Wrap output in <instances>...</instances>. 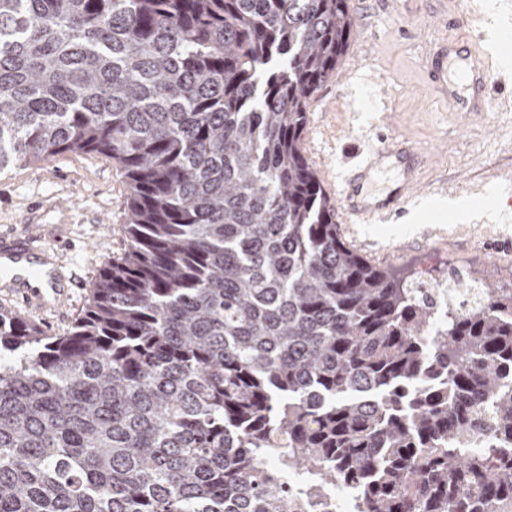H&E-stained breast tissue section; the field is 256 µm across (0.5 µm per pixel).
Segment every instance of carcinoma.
<instances>
[{
	"instance_id": "cac0c4a2",
	"label": "carcinoma",
	"mask_w": 512,
	"mask_h": 512,
	"mask_svg": "<svg viewBox=\"0 0 512 512\" xmlns=\"http://www.w3.org/2000/svg\"><path fill=\"white\" fill-rule=\"evenodd\" d=\"M354 26L349 0H0V171L95 153L128 188L69 331L0 310V512H285L290 471L361 512H512V289L469 272L436 321L303 153ZM324 497L330 503V512H357L356 505L360 500L359 489L347 486L341 494L336 493V486H328L324 490Z\"/></svg>"
}]
</instances>
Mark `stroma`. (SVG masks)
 I'll list each match as a JSON object with an SVG mask.
<instances>
[{"label": "stroma", "mask_w": 512, "mask_h": 512, "mask_svg": "<svg viewBox=\"0 0 512 512\" xmlns=\"http://www.w3.org/2000/svg\"><path fill=\"white\" fill-rule=\"evenodd\" d=\"M354 34L334 75L315 94L303 150L328 195L355 149L400 140L426 154L424 196L375 224L341 225L345 242L375 264L441 279L447 265L512 288V27L499 42L508 74L493 75L485 111L453 112L428 79L449 40L488 32L512 0H350ZM127 186L111 160L64 153L0 174V235L33 225L54 235L80 282L66 309L29 314L46 335L66 333L105 265L127 245Z\"/></svg>", "instance_id": "stroma-1"}]
</instances>
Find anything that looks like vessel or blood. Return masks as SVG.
I'll return each instance as SVG.
<instances>
[{
	"mask_svg": "<svg viewBox=\"0 0 512 512\" xmlns=\"http://www.w3.org/2000/svg\"><path fill=\"white\" fill-rule=\"evenodd\" d=\"M495 69V59L467 40L448 42L431 77L445 85L454 111H482L486 103L487 80ZM379 156L395 161L403 169L400 185L376 195L370 189L369 169L346 180L341 191L346 222L368 224L396 212L410 198L421 163L420 154L406 143L384 146ZM53 241L22 231L0 236V279L21 298L23 304L39 310L58 308L71 298V287L55 260Z\"/></svg>",
	"mask_w": 512,
	"mask_h": 512,
	"instance_id": "obj_1",
	"label": "vessel or blood"
}]
</instances>
